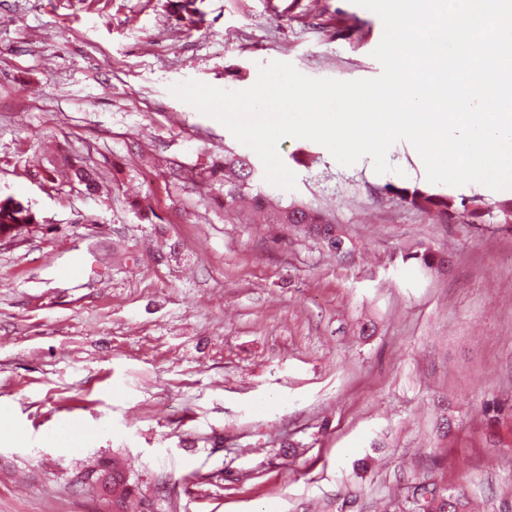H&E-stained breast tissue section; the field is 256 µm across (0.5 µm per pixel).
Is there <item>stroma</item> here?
<instances>
[{
    "mask_svg": "<svg viewBox=\"0 0 512 512\" xmlns=\"http://www.w3.org/2000/svg\"><path fill=\"white\" fill-rule=\"evenodd\" d=\"M175 2L0 0V197L38 218L0 241V512H112L76 484L102 458L153 512H408L425 484L512 512V229L406 204L404 140L384 174L280 141L296 187L263 192L325 210L340 253L225 213L209 166L248 148L170 92L377 77L381 19ZM69 415L80 455L49 440Z\"/></svg>",
    "mask_w": 512,
    "mask_h": 512,
    "instance_id": "stroma-1",
    "label": "stroma"
}]
</instances>
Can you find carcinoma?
I'll list each match as a JSON object with an SVG mask.
<instances>
[{
    "label": "carcinoma",
    "mask_w": 512,
    "mask_h": 512,
    "mask_svg": "<svg viewBox=\"0 0 512 512\" xmlns=\"http://www.w3.org/2000/svg\"><path fill=\"white\" fill-rule=\"evenodd\" d=\"M210 175L214 182L224 187V212L241 213L248 204L263 212L268 224H278L285 230L294 227L309 236L322 239L331 251L340 249L342 241L336 235L335 227L321 211L295 201L287 205L280 202L274 204L269 196L260 191L253 192L258 169L249 155L232 150L224 151V159L212 164ZM400 192L413 208L447 221L467 217L474 223L486 215L489 207L486 198L477 194L465 196L443 191L431 192L417 186L404 187ZM424 493L425 488H420L413 503L414 512H469L465 497L452 489H440L439 497L429 500L424 498Z\"/></svg>",
    "instance_id": "1"
}]
</instances>
